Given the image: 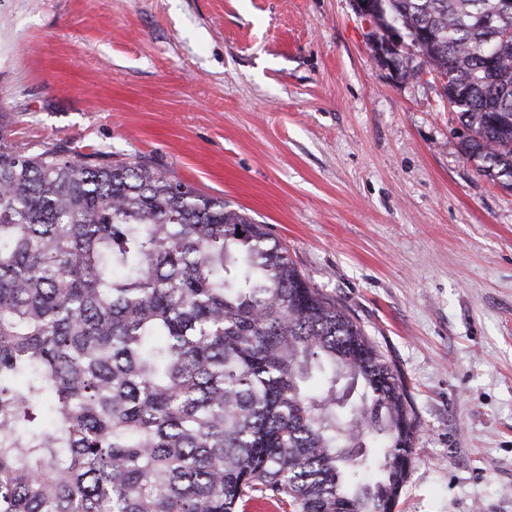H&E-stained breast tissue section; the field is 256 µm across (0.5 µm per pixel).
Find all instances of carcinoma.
<instances>
[{
	"instance_id": "obj_1",
	"label": "carcinoma",
	"mask_w": 512,
	"mask_h": 512,
	"mask_svg": "<svg viewBox=\"0 0 512 512\" xmlns=\"http://www.w3.org/2000/svg\"><path fill=\"white\" fill-rule=\"evenodd\" d=\"M374 3L420 62L398 77L446 79L465 149L511 187L512 13ZM3 132L0 512H393L406 387L267 225L142 161Z\"/></svg>"
}]
</instances>
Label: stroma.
Returning a JSON list of instances; mask_svg holds the SVG:
<instances>
[{
	"mask_svg": "<svg viewBox=\"0 0 512 512\" xmlns=\"http://www.w3.org/2000/svg\"><path fill=\"white\" fill-rule=\"evenodd\" d=\"M353 0H0V113L244 209L408 389L394 512H512V189Z\"/></svg>",
	"mask_w": 512,
	"mask_h": 512,
	"instance_id": "1",
	"label": "stroma"
}]
</instances>
